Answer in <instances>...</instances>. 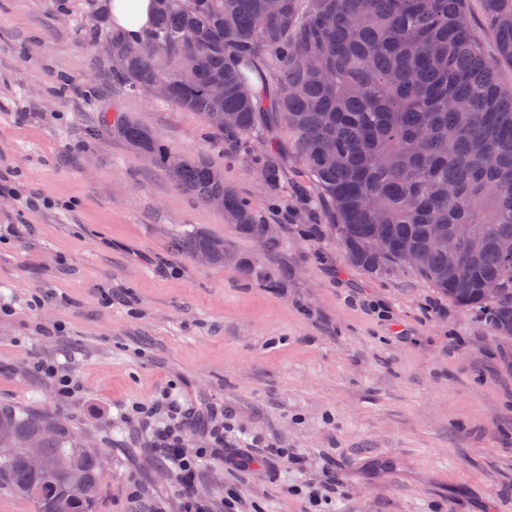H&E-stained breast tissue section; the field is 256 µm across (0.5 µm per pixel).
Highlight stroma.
I'll list each match as a JSON object with an SVG mask.
<instances>
[{
	"instance_id": "stroma-1",
	"label": "stroma",
	"mask_w": 512,
	"mask_h": 512,
	"mask_svg": "<svg viewBox=\"0 0 512 512\" xmlns=\"http://www.w3.org/2000/svg\"><path fill=\"white\" fill-rule=\"evenodd\" d=\"M87 3L0 0V173L22 190L0 194V402L50 413L97 448L99 512H185L189 491L205 512L230 500L237 512H512V340L408 269L353 266L326 225L293 219L319 201L290 161L263 183L278 128L217 142L198 113L113 83ZM123 116L208 156L280 246L239 235L112 138ZM193 230L223 238V266L174 251ZM267 271L281 287L265 286ZM39 363L78 392L59 394ZM201 403L225 447L287 457L244 469L207 457L185 490L152 434ZM142 404L152 418L134 413Z\"/></svg>"
}]
</instances>
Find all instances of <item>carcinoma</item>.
Segmentation results:
<instances>
[{
  "mask_svg": "<svg viewBox=\"0 0 512 512\" xmlns=\"http://www.w3.org/2000/svg\"><path fill=\"white\" fill-rule=\"evenodd\" d=\"M467 0H157L138 55L98 11L97 38L112 58V80L134 95L158 82L164 101L198 113L216 140L258 137L272 120L289 136L288 156L310 176L331 209L328 225L350 261L370 274L409 268L458 307L512 339V87L498 65H512V0H484L495 55L474 35ZM224 85V97L209 88ZM206 206L224 198L238 233L279 237L246 201L216 178L205 156L178 155L137 120L110 126ZM486 239L475 259L459 246L458 226ZM440 232L448 247L429 235ZM386 243L379 252L375 244ZM224 264V239L191 232L174 243ZM496 288L494 297L483 293ZM54 417L0 404L8 431L0 490L35 512H97L103 465L83 458L88 494L69 501L59 462L84 440L51 432ZM35 437L51 468L32 470L19 443Z\"/></svg>",
  "mask_w": 512,
  "mask_h": 512,
  "instance_id": "cac0c4a2",
  "label": "carcinoma"
}]
</instances>
